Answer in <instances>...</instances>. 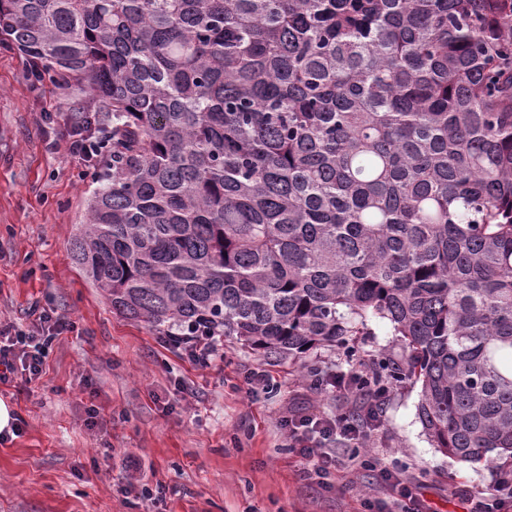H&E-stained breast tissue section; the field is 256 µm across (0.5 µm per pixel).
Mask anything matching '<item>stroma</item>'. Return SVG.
<instances>
[{"instance_id": "35a3bbf8", "label": "stroma", "mask_w": 512, "mask_h": 512, "mask_svg": "<svg viewBox=\"0 0 512 512\" xmlns=\"http://www.w3.org/2000/svg\"><path fill=\"white\" fill-rule=\"evenodd\" d=\"M29 64L0 46V323L28 330L39 307L76 329L52 343L41 378L0 383L25 422L0 444V512H144L126 491L133 458L148 486L166 489L154 512H363L368 498L385 512L389 494L368 469L336 472L330 492L301 481L308 462L289 452L282 417L351 406L342 392L312 390L302 361L271 363L226 337L223 358L201 369L149 325L112 311L71 254L94 175L68 154L66 122L94 103L76 86L32 84ZM353 345L360 362L403 358L400 338L375 318ZM253 369L270 380L256 398ZM420 391L391 385L369 454L404 466L433 512H462L454 491L490 492L500 467L434 448L417 416ZM91 404L104 427L87 429Z\"/></svg>"}]
</instances>
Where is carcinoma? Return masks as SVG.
<instances>
[{"mask_svg": "<svg viewBox=\"0 0 512 512\" xmlns=\"http://www.w3.org/2000/svg\"><path fill=\"white\" fill-rule=\"evenodd\" d=\"M103 104L72 257L112 310L270 362L389 322L434 447L512 458V0H0Z\"/></svg>", "mask_w": 512, "mask_h": 512, "instance_id": "carcinoma-1", "label": "carcinoma"}]
</instances>
